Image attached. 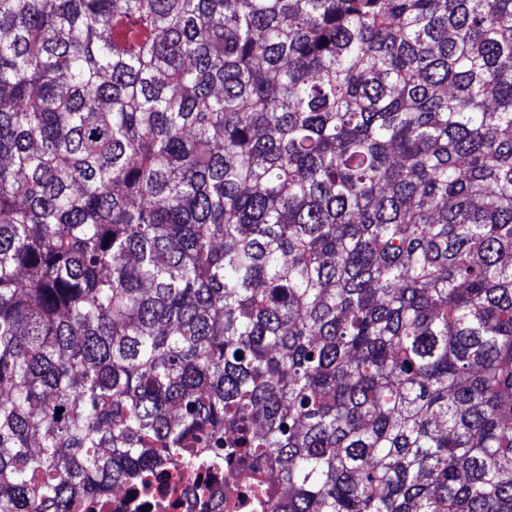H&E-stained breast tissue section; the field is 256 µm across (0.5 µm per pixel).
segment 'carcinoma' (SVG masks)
<instances>
[{
  "mask_svg": "<svg viewBox=\"0 0 512 512\" xmlns=\"http://www.w3.org/2000/svg\"><path fill=\"white\" fill-rule=\"evenodd\" d=\"M177 467L512 512V0H0V512Z\"/></svg>",
  "mask_w": 512,
  "mask_h": 512,
  "instance_id": "carcinoma-1",
  "label": "carcinoma"
}]
</instances>
